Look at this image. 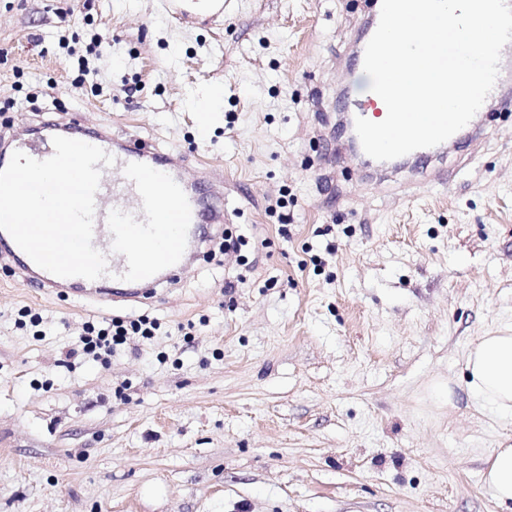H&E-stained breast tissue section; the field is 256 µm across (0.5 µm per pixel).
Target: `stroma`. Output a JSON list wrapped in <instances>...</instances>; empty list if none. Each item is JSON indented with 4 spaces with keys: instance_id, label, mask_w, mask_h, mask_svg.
Instances as JSON below:
<instances>
[{
    "instance_id": "stroma-1",
    "label": "stroma",
    "mask_w": 512,
    "mask_h": 512,
    "mask_svg": "<svg viewBox=\"0 0 512 512\" xmlns=\"http://www.w3.org/2000/svg\"><path fill=\"white\" fill-rule=\"evenodd\" d=\"M366 13L228 0L211 26L155 0H0L5 119L104 122L223 166L226 226L256 260L205 245L172 287H113L107 309L0 262V512H512L482 479L512 419L470 400L464 369L512 326V111L487 106L477 142L430 160L447 184L372 176L333 134L340 89L369 85L341 65ZM97 42L112 51L81 75ZM207 85L224 97L205 125ZM139 315L157 336L67 359L85 321Z\"/></svg>"
}]
</instances>
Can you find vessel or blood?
Returning a JSON list of instances; mask_svg holds the SVG:
<instances>
[{"mask_svg": "<svg viewBox=\"0 0 512 512\" xmlns=\"http://www.w3.org/2000/svg\"><path fill=\"white\" fill-rule=\"evenodd\" d=\"M225 0H159L164 14L187 18L205 11L210 20L224 15ZM382 0H370L372 9L356 37L357 49L349 65L363 64L365 49L375 33ZM98 146L111 154L115 163L103 168L95 195L93 247L107 258V275L88 280L59 278L38 267L0 230V259L13 263L24 282L38 283L51 292L74 297L91 296L110 300L109 286L120 283L124 298L139 301L152 297L158 288L177 283L197 258L205 241L204 225L224 221V196L216 189L224 172L204 167L196 179L183 173V158L135 135L113 134L106 125L85 126L71 121H43L25 132L12 125L0 126V169L15 151L44 160L54 153L57 135Z\"/></svg>", "mask_w": 512, "mask_h": 512, "instance_id": "1", "label": "vessel or blood"}]
</instances>
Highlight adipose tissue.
<instances>
[{
	"mask_svg": "<svg viewBox=\"0 0 512 512\" xmlns=\"http://www.w3.org/2000/svg\"><path fill=\"white\" fill-rule=\"evenodd\" d=\"M467 390L489 412L512 417V328L480 337L465 358ZM496 500L512 502V445L504 444L488 456L482 472Z\"/></svg>",
	"mask_w": 512,
	"mask_h": 512,
	"instance_id": "1",
	"label": "adipose tissue"
}]
</instances>
